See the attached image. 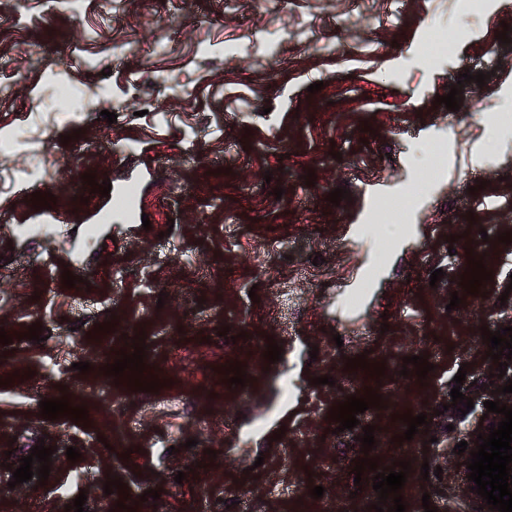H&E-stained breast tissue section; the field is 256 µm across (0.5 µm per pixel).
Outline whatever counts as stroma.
Wrapping results in <instances>:
<instances>
[{
	"label": "stroma",
	"instance_id": "obj_1",
	"mask_svg": "<svg viewBox=\"0 0 512 512\" xmlns=\"http://www.w3.org/2000/svg\"><path fill=\"white\" fill-rule=\"evenodd\" d=\"M507 24L512 0H0V83L10 87L0 134L13 136L0 150V328L11 337L0 344V461L19 468L40 444L81 454L57 457L46 484L0 482V512H65L82 493L93 512L120 499L103 490L110 477L134 499L158 490L155 512H224L234 483L264 512H367L374 473L353 471L367 425L379 467L411 464L406 512H424L426 498L437 512H480L462 495L458 454L438 478L421 466L429 437L453 447L479 425L496 398L482 332L512 324V244L498 241L512 231V121L481 120L489 109L512 114V43L498 39ZM444 27L454 49L429 65L425 48ZM57 70L89 103L71 119L52 117ZM469 71L490 78L460 83ZM133 80L159 90L154 106L129 103ZM456 85L459 110L436 104ZM104 110L116 122L101 120ZM433 146L438 174L420 190ZM90 174L115 190L137 180L140 192L115 211ZM337 188L348 198L336 206L327 196ZM36 191L55 196L62 235L39 223ZM391 199L408 205L400 237L384 246L376 228ZM281 239L286 248L268 252ZM471 253L493 277L450 307ZM119 266L128 274L116 281ZM66 270L75 287L64 286ZM280 278L291 303L271 286ZM102 296L109 311L93 306ZM36 322L56 338L27 339ZM104 323L110 332H95ZM128 332L146 333L159 393L180 410L103 372V345L122 347ZM254 336L275 339L280 361L253 368ZM360 354L384 363V376L346 369ZM420 354L435 369L423 385L409 374L398 399L403 359ZM236 362L242 387L227 382ZM462 367L466 414L450 396ZM324 375L333 385L317 384ZM341 386L359 397L376 387L385 406L337 432ZM63 395L109 429L40 417L41 401ZM407 412L426 414L429 428L394 443ZM77 468L84 477L69 484ZM315 485L322 498L311 497Z\"/></svg>",
	"mask_w": 512,
	"mask_h": 512
}]
</instances>
